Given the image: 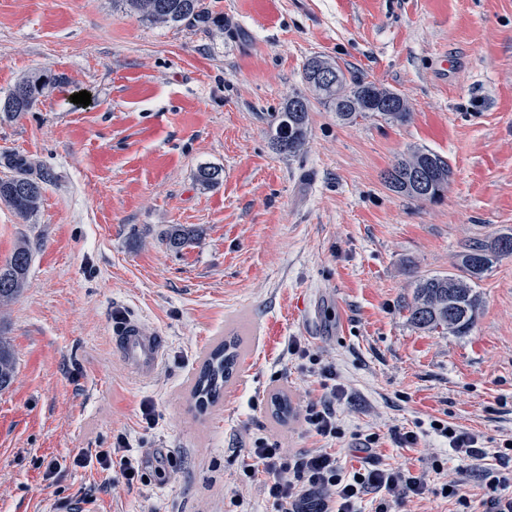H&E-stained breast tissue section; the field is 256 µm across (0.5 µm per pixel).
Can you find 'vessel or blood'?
I'll list each match as a JSON object with an SVG mask.
<instances>
[{
	"mask_svg": "<svg viewBox=\"0 0 512 512\" xmlns=\"http://www.w3.org/2000/svg\"><path fill=\"white\" fill-rule=\"evenodd\" d=\"M115 349L129 370L139 378H150L158 369L164 342L159 333L140 317L124 314L113 326Z\"/></svg>",
	"mask_w": 512,
	"mask_h": 512,
	"instance_id": "vessel-or-blood-1",
	"label": "vessel or blood"
}]
</instances>
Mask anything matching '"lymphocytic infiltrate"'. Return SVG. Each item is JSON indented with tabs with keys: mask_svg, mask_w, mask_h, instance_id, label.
Masks as SVG:
<instances>
[{
	"mask_svg": "<svg viewBox=\"0 0 512 512\" xmlns=\"http://www.w3.org/2000/svg\"><path fill=\"white\" fill-rule=\"evenodd\" d=\"M322 374L329 386L320 400L307 404L303 422L308 432L333 440L342 434L334 409L336 388L331 384L334 373L326 367ZM496 456L501 468L478 472L484 490L479 499H471L459 488H451L449 495L455 500L456 512H512V496L504 493L512 485V439L503 441ZM91 457L102 469L115 472L126 485H133L139 478L141 463L131 454L126 437H117L111 447L96 449ZM91 457L80 453L75 461L83 464ZM247 458L244 476L264 474V490L275 512H300L301 502L311 493L320 497L319 512H359L363 493L371 489L385 490L398 502L410 496L423 498L430 492L426 478L407 467L383 469L372 464L353 474H343L335 453L327 448L287 456L277 442L261 437L254 441Z\"/></svg>",
	"mask_w": 512,
	"mask_h": 512,
	"instance_id": "obj_1",
	"label": "lymphocytic infiltrate"
}]
</instances>
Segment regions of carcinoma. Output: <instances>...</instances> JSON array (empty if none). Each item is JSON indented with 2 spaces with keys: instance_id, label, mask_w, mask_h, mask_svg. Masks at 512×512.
<instances>
[{
  "instance_id": "carcinoma-1",
  "label": "carcinoma",
  "mask_w": 512,
  "mask_h": 512,
  "mask_svg": "<svg viewBox=\"0 0 512 512\" xmlns=\"http://www.w3.org/2000/svg\"><path fill=\"white\" fill-rule=\"evenodd\" d=\"M127 11L139 20L152 24H174L215 27L224 29V18L213 14L204 0H120ZM329 65L321 57H313L305 66V80L309 91L320 96L342 121H352L369 106L376 114L392 123L404 124L410 117L407 100L400 94L364 80L346 87L343 71L332 65L338 81L327 83L319 71ZM50 79L30 75L21 80L2 100L0 110L11 117L28 111L48 87ZM308 97L299 93L271 114L270 134L276 150L293 156L304 150L309 125V112H297L295 107ZM12 175L0 178V202L7 204L20 217L28 219L39 209L43 185L49 173L24 156L4 155ZM387 174L392 178L388 186L397 193L416 201L438 202L448 188L453 169L444 157L429 151L415 150L394 162ZM222 170L204 167L198 181L210 188L221 181ZM198 236L195 229L183 224H170L160 233L168 249L180 251ZM503 236L465 246L458 255L455 271L423 278L416 284L413 302L409 306L410 320L420 329L439 330L455 336L468 334L475 326L482 307L477 282L492 267L494 260L503 257L498 245ZM32 253L26 243L17 245L10 258L0 265V314L5 312L26 287ZM242 338L239 336L218 343L204 359L191 390L198 407L206 409L220 399L224 386L233 376L240 356ZM17 356L10 341L0 335V391L13 384Z\"/></svg>"
}]
</instances>
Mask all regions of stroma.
Returning <instances> with one entry per match:
<instances>
[{"label": "stroma", "mask_w": 512, "mask_h": 512, "mask_svg": "<svg viewBox=\"0 0 512 512\" xmlns=\"http://www.w3.org/2000/svg\"><path fill=\"white\" fill-rule=\"evenodd\" d=\"M205 4L223 30L150 24L116 0H0V99L26 76L52 79L31 112L0 114V155L52 174L29 219L0 202V263L18 242L32 251L29 286L0 320L18 356L0 392V512H227L237 495L273 512L263 476L242 473L259 436L294 454L333 447L349 471L374 433L381 467L480 495L430 424L477 433L490 452L512 437V257L479 281L468 335L417 329L407 305L466 244L512 233V0ZM315 56L400 94L410 121L343 123L314 98L304 150L278 153L269 115L305 90ZM81 91L89 105L71 102ZM418 148L453 168L440 202L383 181ZM208 166L223 171L212 188L197 179ZM170 224L197 239L166 249ZM120 313L164 340L151 378L114 350ZM231 336L245 341L237 372L198 410L195 376ZM292 337L308 357L288 354ZM322 366L340 391L333 442L300 423ZM408 431L415 447L397 441ZM120 435L155 453L133 486L75 465Z\"/></svg>", "instance_id": "1"}]
</instances>
